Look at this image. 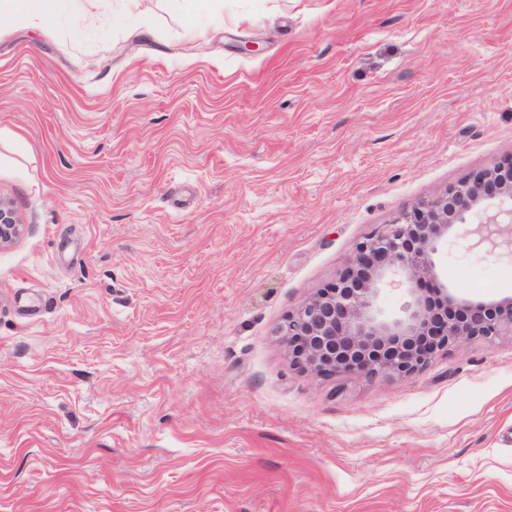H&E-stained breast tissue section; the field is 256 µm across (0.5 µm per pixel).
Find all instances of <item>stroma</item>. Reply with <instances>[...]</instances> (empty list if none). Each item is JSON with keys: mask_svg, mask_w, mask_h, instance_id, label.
<instances>
[{"mask_svg": "<svg viewBox=\"0 0 512 512\" xmlns=\"http://www.w3.org/2000/svg\"><path fill=\"white\" fill-rule=\"evenodd\" d=\"M219 6L0 25V512H512L511 336L370 381L277 331L512 154V0ZM437 267L512 294L474 239ZM24 225L17 220L15 211L9 202L0 198V246L19 236Z\"/></svg>", "mask_w": 512, "mask_h": 512, "instance_id": "obj_1", "label": "stroma"}]
</instances>
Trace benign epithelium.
<instances>
[{
  "mask_svg": "<svg viewBox=\"0 0 512 512\" xmlns=\"http://www.w3.org/2000/svg\"><path fill=\"white\" fill-rule=\"evenodd\" d=\"M23 229L0 198V246ZM464 236L512 259V155L358 242L336 278L284 319L290 359L320 375L409 376L463 340L512 336L511 295L473 302L437 274L440 251ZM391 294L395 313L385 308Z\"/></svg>",
  "mask_w": 512,
  "mask_h": 512,
  "instance_id": "benign-epithelium-1",
  "label": "benign epithelium"
}]
</instances>
